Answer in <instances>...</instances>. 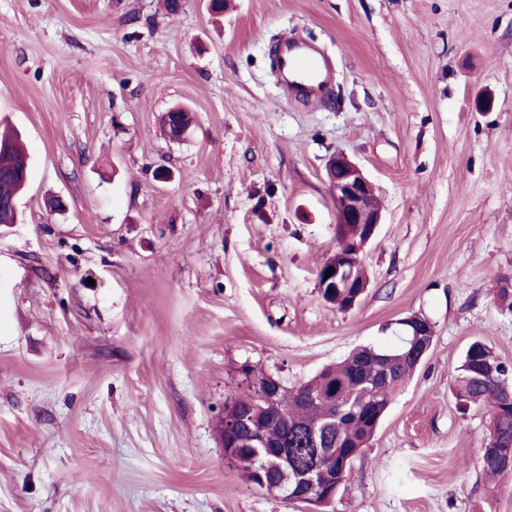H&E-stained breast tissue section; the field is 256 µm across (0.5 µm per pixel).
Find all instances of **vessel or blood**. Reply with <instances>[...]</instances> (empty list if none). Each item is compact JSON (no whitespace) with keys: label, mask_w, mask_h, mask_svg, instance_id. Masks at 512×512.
<instances>
[{"label":"vessel or blood","mask_w":512,"mask_h":512,"mask_svg":"<svg viewBox=\"0 0 512 512\" xmlns=\"http://www.w3.org/2000/svg\"><path fill=\"white\" fill-rule=\"evenodd\" d=\"M274 65L286 95L306 102L324 101L335 79L319 47L301 37L281 40L274 54Z\"/></svg>","instance_id":"1"}]
</instances>
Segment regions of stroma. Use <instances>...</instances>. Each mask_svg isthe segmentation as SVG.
<instances>
[{
	"label": "stroma",
	"instance_id": "stroma-1",
	"mask_svg": "<svg viewBox=\"0 0 512 512\" xmlns=\"http://www.w3.org/2000/svg\"><path fill=\"white\" fill-rule=\"evenodd\" d=\"M179 2L0 0L30 155L0 227V512H310L224 462L241 366L295 387L410 315L433 347L327 512H512L449 390L474 339L512 365V0ZM287 34L334 62L326 102L285 95ZM339 152L384 208L344 312L317 288Z\"/></svg>",
	"mask_w": 512,
	"mask_h": 512
}]
</instances>
